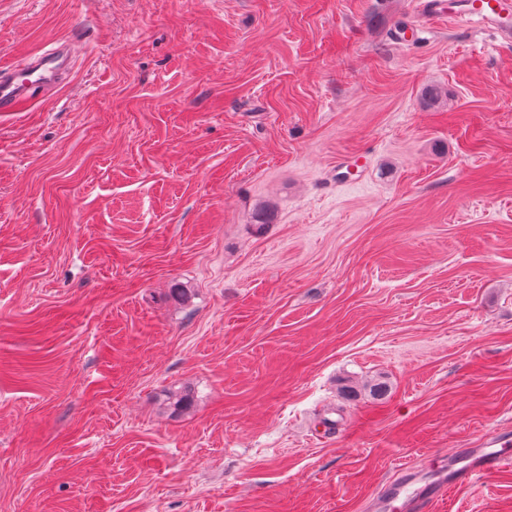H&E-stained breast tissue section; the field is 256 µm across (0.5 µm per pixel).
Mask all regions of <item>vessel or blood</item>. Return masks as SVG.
<instances>
[{"label":"vessel or blood","mask_w":512,"mask_h":512,"mask_svg":"<svg viewBox=\"0 0 512 512\" xmlns=\"http://www.w3.org/2000/svg\"><path fill=\"white\" fill-rule=\"evenodd\" d=\"M443 0H421L429 16L447 12L456 23L478 24L512 41V0H460L458 8L444 9ZM73 45L62 42L42 53L0 66V112H12L36 91L56 87L71 61ZM512 468V429L498 427L471 437L464 447L426 466L397 465L394 476L365 503L366 512H433L452 491Z\"/></svg>","instance_id":"obj_1"}]
</instances>
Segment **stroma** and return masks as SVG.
<instances>
[{
	"instance_id": "1",
	"label": "stroma",
	"mask_w": 512,
	"mask_h": 512,
	"mask_svg": "<svg viewBox=\"0 0 512 512\" xmlns=\"http://www.w3.org/2000/svg\"><path fill=\"white\" fill-rule=\"evenodd\" d=\"M406 3L0 0L79 39L0 112V512H361L512 423V44Z\"/></svg>"
}]
</instances>
